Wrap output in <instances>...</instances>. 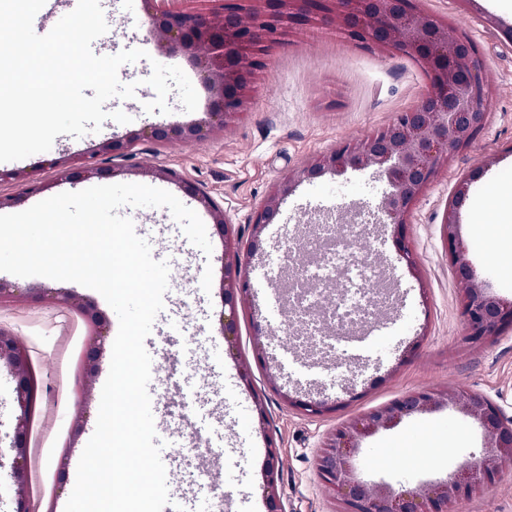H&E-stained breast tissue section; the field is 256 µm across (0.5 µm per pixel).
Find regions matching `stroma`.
<instances>
[{
    "mask_svg": "<svg viewBox=\"0 0 512 512\" xmlns=\"http://www.w3.org/2000/svg\"><path fill=\"white\" fill-rule=\"evenodd\" d=\"M418 8L447 24L450 34L466 35L483 65L488 85L485 127L454 149L414 204L406 225L376 229L370 255L385 273L392 305L384 327L367 345L360 365L339 373L336 366L306 371L286 357V339L277 325L282 307L277 292L280 265L292 225L318 220L336 208H372L389 185L373 169L346 168L298 184L280 205L249 266L250 290L239 302L232 338H225L224 242L208 213L200 215L211 254L193 245L163 207H122L138 236L152 251L169 255V283L182 324L172 327L169 310L155 318L145 347L169 376L155 384L151 399L177 449L175 489L206 495L211 485L224 491L221 512H266L263 482L269 446L278 450L276 491L285 512H344L334 492L319 478L316 460L341 423L406 392L470 389L490 397L512 416V331L482 343L467 339L461 313V284L445 252L442 218L459 183L470 180L457 220L468 257L488 291L512 300V271L501 262L512 254V235L488 218L498 205L493 186L512 188V0H418ZM111 34L108 54L141 49L144 59L120 67L118 78L136 84L133 98H112L110 110L131 121L106 119L100 130L76 138L57 136L50 150L22 160L0 162L6 180L0 195L23 211L62 192L100 185V178L65 180L59 162L77 152H96L100 142L121 139L152 125L204 120L209 100L190 60L158 50L146 38L144 7L126 13L124 0H104ZM252 78L247 110L224 130L191 142L159 145L138 141L119 163L117 183H138L172 193L185 206L199 204L179 186L187 181L209 194L224 210L242 243L273 188L303 165L345 143L357 144L412 108L430 88L425 70L410 56L385 52L351 40L339 31L300 26L263 47ZM181 68L198 94L195 111H184L177 92L168 96L169 113L146 112L155 97L146 80L153 63ZM174 170L179 183L151 175ZM39 169L41 190L28 193L13 180L16 172ZM407 244L412 260L402 258ZM15 285L13 299L0 303V330L25 350L41 393L29 418L24 468L14 472L16 381L0 363V512H15L25 499L29 512H64L75 485V470L92 436L108 376L118 318L95 290L45 277L0 273ZM98 312L94 326L84 306ZM327 397L334 412L310 416L300 400ZM483 438L478 425L455 409L404 418L395 428L363 440L355 457L361 477L394 488H413L452 474L479 459ZM450 512H512V463L494 483L456 500Z\"/></svg>",
    "mask_w": 512,
    "mask_h": 512,
    "instance_id": "1",
    "label": "stroma"
}]
</instances>
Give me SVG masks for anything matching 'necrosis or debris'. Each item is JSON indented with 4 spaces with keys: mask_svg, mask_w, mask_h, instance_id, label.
<instances>
[{
    "mask_svg": "<svg viewBox=\"0 0 512 512\" xmlns=\"http://www.w3.org/2000/svg\"><path fill=\"white\" fill-rule=\"evenodd\" d=\"M358 222L308 224L285 247L294 301L287 333L307 366L321 368L335 352L352 357L360 331L379 305L369 286L379 276Z\"/></svg>",
    "mask_w": 512,
    "mask_h": 512,
    "instance_id": "necrosis-or-debris-1",
    "label": "necrosis or debris"
}]
</instances>
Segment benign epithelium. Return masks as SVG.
<instances>
[{
	"label": "benign epithelium",
	"instance_id": "1",
	"mask_svg": "<svg viewBox=\"0 0 512 512\" xmlns=\"http://www.w3.org/2000/svg\"><path fill=\"white\" fill-rule=\"evenodd\" d=\"M189 0H144L149 19L148 36L173 53H183L203 75L210 97L211 121L152 127L123 139H108L99 150L123 158L146 137L156 143L193 142L214 130H223L244 114L246 94L261 42L275 44L291 25L336 27L349 37L404 53L426 70L430 90L411 109L399 113L380 133L359 146H340L296 170L276 186L253 223V238L243 248L234 237L224 211L209 196L183 183V190L208 211L224 239V306L229 318L224 331L233 329L238 299L247 295L243 259L260 246V236L278 213L280 201L296 183L344 167L373 168L386 175L391 190L378 206L379 220L402 228L406 216L437 170L458 146L470 142L487 122V83L474 47L463 37H452L434 15L413 6L412 0H260L261 9L248 0H224L218 11L187 7ZM92 156L75 153L61 161L62 174L109 177L116 169L93 166ZM469 183L459 184L442 219L443 238L458 279L463 285V314L469 340L479 342L512 327V301L487 291L467 258L459 238L457 206ZM12 366L19 409L14 447L23 458L25 431L33 384L26 352L9 334L0 331V359ZM450 406L479 425L484 452L479 461L463 465L446 479L417 488L396 489L386 483L359 478L354 457L361 442L401 420ZM276 449L268 448L266 502L268 512H283L275 491ZM512 463V417L505 416L485 394L473 390H418L401 395L340 426L328 438L317 458L322 480L347 505L346 512H448V505L480 485L495 481L504 463Z\"/></svg>",
	"mask_w": 512,
	"mask_h": 512
}]
</instances>
